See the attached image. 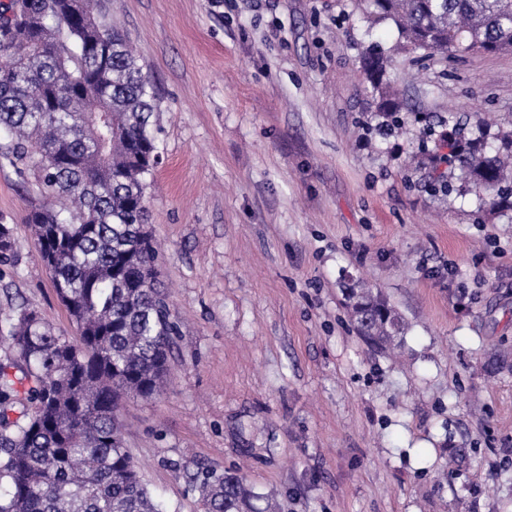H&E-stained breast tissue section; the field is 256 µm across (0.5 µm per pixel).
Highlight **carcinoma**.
Here are the masks:
<instances>
[{"mask_svg":"<svg viewBox=\"0 0 512 512\" xmlns=\"http://www.w3.org/2000/svg\"><path fill=\"white\" fill-rule=\"evenodd\" d=\"M93 0H0V157L30 160L51 200L26 217L76 336L22 306L6 324L15 358L0 362V512H162L121 436L120 407L159 394L178 322L159 279L145 179L158 162L152 84L124 36L86 23ZM371 24L393 22L397 48L429 56L512 51V0H368ZM392 59L366 51L360 71L379 114L399 103ZM455 125L422 136L445 197L474 194L512 210V131ZM14 257L0 224V264ZM359 335L402 347L406 324L381 292L348 289ZM21 407L12 419L9 412ZM203 512H257L234 470L190 475Z\"/></svg>","mask_w":512,"mask_h":512,"instance_id":"cac0c4a2","label":"carcinoma"}]
</instances>
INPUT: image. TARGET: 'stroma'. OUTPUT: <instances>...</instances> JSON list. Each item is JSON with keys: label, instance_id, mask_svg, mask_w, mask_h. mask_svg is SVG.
I'll use <instances>...</instances> for the list:
<instances>
[{"label": "stroma", "instance_id": "35a3bbf8", "mask_svg": "<svg viewBox=\"0 0 512 512\" xmlns=\"http://www.w3.org/2000/svg\"><path fill=\"white\" fill-rule=\"evenodd\" d=\"M156 91L149 229L180 330L159 396L122 438L163 512H202L186 472L242 467L271 512H512V211L438 200L426 125L512 123V52L398 53L355 0H97ZM392 56L403 135L359 59ZM48 196L0 165V336L19 305L74 337L27 213ZM381 289L402 358L357 335L343 293Z\"/></svg>", "mask_w": 512, "mask_h": 512}]
</instances>
